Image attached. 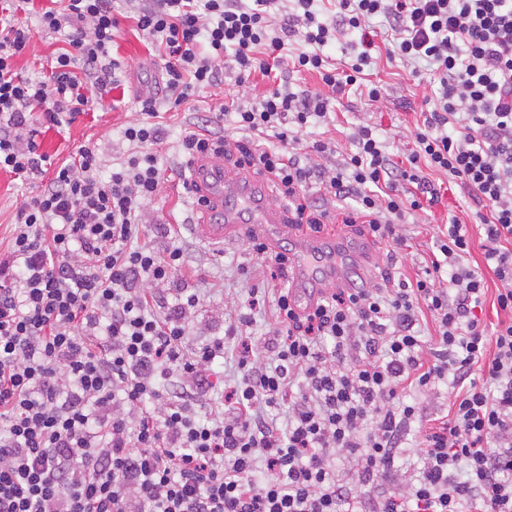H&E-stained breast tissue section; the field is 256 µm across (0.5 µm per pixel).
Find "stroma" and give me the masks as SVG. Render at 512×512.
Masks as SVG:
<instances>
[{"mask_svg":"<svg viewBox=\"0 0 512 512\" xmlns=\"http://www.w3.org/2000/svg\"><path fill=\"white\" fill-rule=\"evenodd\" d=\"M16 16L34 29L35 34L29 48L16 58L15 66L23 75L35 78L40 75L43 66L49 65L56 56L62 43L58 36L39 32V17L31 0H20ZM111 54L120 61L121 67L116 72L118 81L104 97L102 107L40 135L42 152L52 156L55 162L69 159L81 145L87 143L99 146L103 163L107 166L111 165L113 158L127 151L128 144L120 135L121 128L136 119L134 98L146 87L154 85L158 74L150 63L151 45L136 31L133 20H122L114 37ZM369 73L371 83L383 88L380 101H370L363 87L344 91L332 101L328 123L308 130V139L335 142L337 152L331 158L332 163L342 161L355 127L363 117L371 119L377 134L391 138L395 153H408L415 147V126L423 108L422 84L428 81V74L413 77L400 59L388 57L382 50L375 52ZM236 92V87L225 84L201 90L179 111L167 112L164 118L167 138L161 154L166 173L155 207L159 216L180 227L181 240L197 270L189 285L199 290L205 301V309L190 330L187 341L191 344L196 343L199 336L220 334L227 328L224 292H231L240 300H248L250 290L261 287L264 278L255 257L246 251L242 240L220 246L196 234L195 226L202 223L203 218L193 212L182 189L184 176L177 148L180 135L191 127L196 113H205L216 104L230 102ZM37 192L36 182L19 178L5 170L0 171V241L9 240L17 207L36 196ZM474 212L473 203L453 184L444 191L441 201L426 211L425 218L427 222L442 224L447 216L454 215L462 223L468 224L473 238L469 263L474 267H483L484 233L475 225ZM345 233L348 239L361 246L357 257L349 262L353 279L365 284L378 281L379 268L386 259L387 244L373 241L357 224L346 227Z\"/></svg>","mask_w":512,"mask_h":512,"instance_id":"35a3bbf8","label":"stroma"}]
</instances>
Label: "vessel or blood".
<instances>
[{
    "instance_id": "obj_1",
    "label": "vessel or blood",
    "mask_w": 512,
    "mask_h": 512,
    "mask_svg": "<svg viewBox=\"0 0 512 512\" xmlns=\"http://www.w3.org/2000/svg\"><path fill=\"white\" fill-rule=\"evenodd\" d=\"M194 181L212 199L226 202L224 221L220 224L198 225V233L213 243H224L232 231L260 232L268 225L281 221L282 208L268 200L251 182L225 178L221 164L215 163L196 168ZM330 248H322L319 241L308 240L299 247L300 259L295 271L299 282L313 278L316 269L326 267L328 272H336V254L347 244L345 235L331 237Z\"/></svg>"
}]
</instances>
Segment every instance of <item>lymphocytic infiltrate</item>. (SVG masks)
<instances>
[{
    "instance_id": "lymphocytic-infiltrate-1",
    "label": "lymphocytic infiltrate",
    "mask_w": 512,
    "mask_h": 512,
    "mask_svg": "<svg viewBox=\"0 0 512 512\" xmlns=\"http://www.w3.org/2000/svg\"><path fill=\"white\" fill-rule=\"evenodd\" d=\"M14 13L0 0V170L42 188L0 252V512H512V0H136L163 88L137 97L140 116L121 130L135 150L105 178L97 145L58 166L37 138L114 84L113 0L41 7L42 32L67 33L68 46L36 81L15 68L33 32ZM379 36L427 67L440 106L408 156L364 121L329 166L330 142L302 138L362 83ZM336 43L334 64L324 49ZM287 68L318 75L321 89L290 91ZM225 74L270 86L257 103L222 105L239 140L184 132L185 168L235 156L280 185L290 223L318 233L334 215L395 256L406 217L439 201L430 173H444L480 210L501 320L478 315L487 281L453 217L415 277L329 291L306 311L277 289L262 337L228 296L224 337L188 344L202 299L173 282L195 270L175 226L149 211L159 116ZM150 225L165 249L142 243ZM228 338L237 375L217 404ZM442 397L446 414L425 416Z\"/></svg>"
}]
</instances>
